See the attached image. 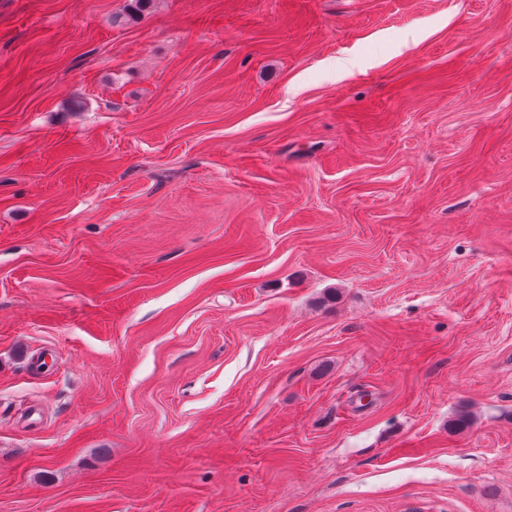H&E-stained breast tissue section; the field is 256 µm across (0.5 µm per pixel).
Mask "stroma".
Returning a JSON list of instances; mask_svg holds the SVG:
<instances>
[{"mask_svg": "<svg viewBox=\"0 0 512 512\" xmlns=\"http://www.w3.org/2000/svg\"><path fill=\"white\" fill-rule=\"evenodd\" d=\"M128 5L0 0V512H512V0Z\"/></svg>", "mask_w": 512, "mask_h": 512, "instance_id": "obj_1", "label": "stroma"}]
</instances>
